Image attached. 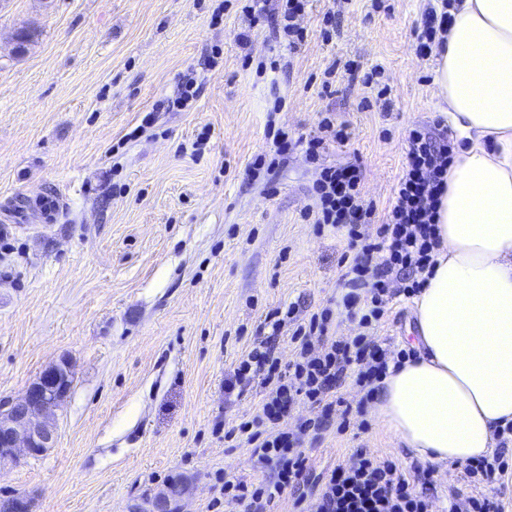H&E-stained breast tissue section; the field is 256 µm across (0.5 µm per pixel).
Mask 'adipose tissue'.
<instances>
[{"label": "adipose tissue", "instance_id": "ef3b65f1", "mask_svg": "<svg viewBox=\"0 0 512 512\" xmlns=\"http://www.w3.org/2000/svg\"><path fill=\"white\" fill-rule=\"evenodd\" d=\"M452 15L435 82L466 144L414 300L419 354L374 405L396 442L445 467L490 454L512 423V0H457Z\"/></svg>", "mask_w": 512, "mask_h": 512}]
</instances>
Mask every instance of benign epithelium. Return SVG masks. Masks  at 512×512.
<instances>
[{
    "label": "benign epithelium",
    "instance_id": "obj_1",
    "mask_svg": "<svg viewBox=\"0 0 512 512\" xmlns=\"http://www.w3.org/2000/svg\"><path fill=\"white\" fill-rule=\"evenodd\" d=\"M72 384L71 365L62 360L46 366L21 397L0 401V466L17 462L23 451L36 456L54 446L52 419Z\"/></svg>",
    "mask_w": 512,
    "mask_h": 512
}]
</instances>
